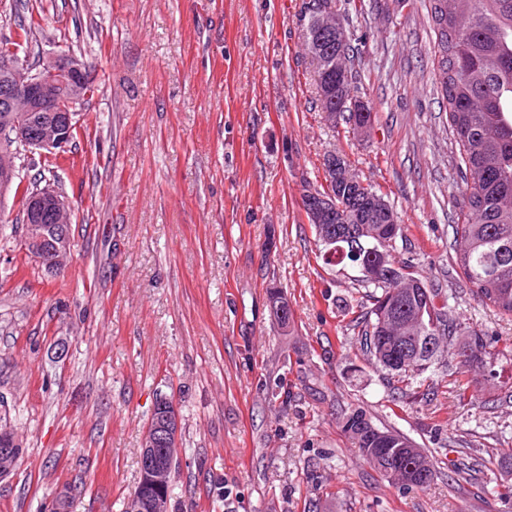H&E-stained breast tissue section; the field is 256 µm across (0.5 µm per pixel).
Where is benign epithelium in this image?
Segmentation results:
<instances>
[{"label":"benign epithelium","mask_w":512,"mask_h":512,"mask_svg":"<svg viewBox=\"0 0 512 512\" xmlns=\"http://www.w3.org/2000/svg\"><path fill=\"white\" fill-rule=\"evenodd\" d=\"M323 29H336L344 39L351 37L348 24L339 16L323 13L319 16ZM4 81L0 82V102L6 110L16 102L24 104L29 115L24 120H12L0 127V141L20 144L44 154H53L67 146L77 125L75 112L60 111L62 94L71 102L80 100L93 76L88 65L72 57L49 60L41 72L32 74L17 61L5 62ZM25 213V247L35 258L43 255L45 245L52 244L53 258L47 263L50 271L64 268L70 257V234L65 217L71 209L70 200L51 187L34 191L23 201ZM302 207L308 213L307 221L318 227L323 242L331 241L333 227L328 225L331 209L325 204H313L302 198ZM180 418L176 405L169 398L157 399L153 416L144 432L140 464L146 481L154 486L170 487V476L175 468L174 457L168 449L177 446ZM22 452L10 431H0V480L10 475L19 464ZM125 512H169L165 496L150 501L136 495L127 502Z\"/></svg>","instance_id":"1"}]
</instances>
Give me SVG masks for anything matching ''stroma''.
<instances>
[{"label":"stroma","instance_id":"35a3bbf8","mask_svg":"<svg viewBox=\"0 0 512 512\" xmlns=\"http://www.w3.org/2000/svg\"><path fill=\"white\" fill-rule=\"evenodd\" d=\"M306 8L0 0V39L42 15L20 53L28 68L73 56L96 85L65 152L14 158L25 182L72 203L62 271L26 251L21 198L0 202V425L23 449L0 512H49L55 496L65 512H125L161 396L181 423L170 512H512L486 462L512 447V320L474 298L452 260L462 197L429 0H362L348 14L365 138L319 110ZM330 150L407 225L398 253L501 351L466 372L432 366L430 401L392 402L351 323L369 305L360 271L320 255L302 195L323 184ZM358 406L436 453L429 486L399 490L359 455L339 426Z\"/></svg>","mask_w":512,"mask_h":512}]
</instances>
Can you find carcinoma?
I'll return each mask as SVG.
<instances>
[{
	"instance_id": "carcinoma-1",
	"label": "carcinoma",
	"mask_w": 512,
	"mask_h": 512,
	"mask_svg": "<svg viewBox=\"0 0 512 512\" xmlns=\"http://www.w3.org/2000/svg\"><path fill=\"white\" fill-rule=\"evenodd\" d=\"M435 46L440 66L448 79L440 92L448 105V127L456 148L455 167L471 194L464 196L460 223L452 225L460 239L454 249L455 263L470 286V292L502 316L512 317V0H430ZM312 3L305 13L302 40L306 54L315 62L331 64L343 55L354 63L355 47L345 46L336 33L316 34L318 24ZM40 21L30 18L19 25L16 38L0 41V62L18 57ZM334 70L316 66L317 101L323 112L346 108L349 83ZM344 176L331 175L326 188L315 193L335 197L349 224H372L379 231L380 253L358 265V286L369 290L370 307L354 320L367 359L385 373L393 401L429 394L419 391L417 377L439 361V357L398 362L406 337L393 336L390 326L409 320L407 330L447 340L459 369L486 365L493 359L487 335L456 321L448 311V293L425 286L410 258H396L393 242L406 237L407 226L389 224L366 208L364 195H352ZM342 429L363 459L392 484L403 489L416 485L394 479L410 465L435 462L405 435L378 426L358 407L343 413Z\"/></svg>"
}]
</instances>
